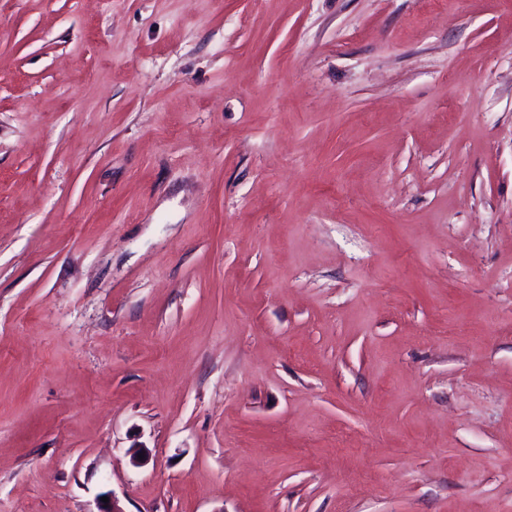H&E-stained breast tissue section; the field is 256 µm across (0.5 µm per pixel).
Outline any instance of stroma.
<instances>
[{
  "label": "stroma",
  "instance_id": "stroma-1",
  "mask_svg": "<svg viewBox=\"0 0 512 512\" xmlns=\"http://www.w3.org/2000/svg\"><path fill=\"white\" fill-rule=\"evenodd\" d=\"M109 493L512 512V0H0V512Z\"/></svg>",
  "mask_w": 512,
  "mask_h": 512
}]
</instances>
